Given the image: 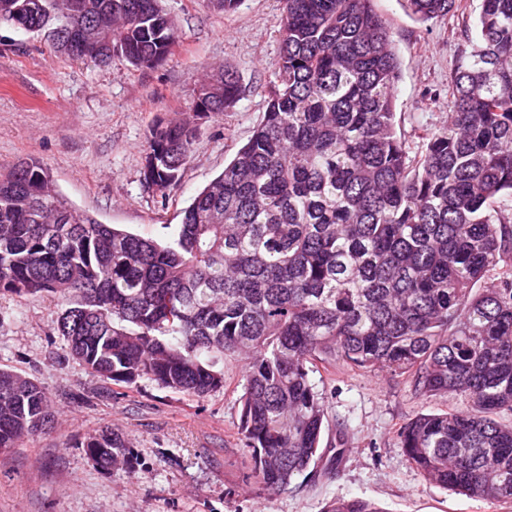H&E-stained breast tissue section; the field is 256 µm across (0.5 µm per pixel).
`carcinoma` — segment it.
Returning a JSON list of instances; mask_svg holds the SVG:
<instances>
[{
  "mask_svg": "<svg viewBox=\"0 0 512 512\" xmlns=\"http://www.w3.org/2000/svg\"><path fill=\"white\" fill-rule=\"evenodd\" d=\"M373 0H284L266 112L163 240L68 203L49 170L0 175V294L62 304L67 355L105 383L148 378L204 398L216 359L245 361L238 432L271 492L317 473L327 410L317 363L407 376L464 412L421 413L397 431L425 478L512 501V0H481L450 84L445 125L415 153L397 130L400 62ZM419 21L463 0H404ZM0 20L42 32L75 60L152 68L178 45L159 0H0ZM221 69L194 91L198 119L239 96ZM198 127L150 131L143 181L180 178ZM35 380L0 368V450L50 425ZM102 469L127 456L107 428L83 444ZM325 512H383L354 498Z\"/></svg>",
  "mask_w": 512,
  "mask_h": 512,
  "instance_id": "cac0c4a2",
  "label": "carcinoma"
}]
</instances>
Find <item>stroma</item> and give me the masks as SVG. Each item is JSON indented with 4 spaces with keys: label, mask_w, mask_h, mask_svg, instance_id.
Returning a JSON list of instances; mask_svg holds the SVG:
<instances>
[{
    "label": "stroma",
    "mask_w": 512,
    "mask_h": 512,
    "mask_svg": "<svg viewBox=\"0 0 512 512\" xmlns=\"http://www.w3.org/2000/svg\"><path fill=\"white\" fill-rule=\"evenodd\" d=\"M464 13L422 23L402 0H374L400 60L396 120L411 148L423 130L446 123L448 81L465 29ZM180 43L154 68L117 58L74 61L41 36L0 23V174L19 160L50 170L75 208L104 224L163 238L191 198L219 175L262 121L280 52L284 0H240L231 11L211 0H160ZM234 70L241 94L226 112L200 120L180 179L159 193L143 183L149 129L191 120L194 91L210 70ZM51 298L0 295V366L25 374L51 395L47 432L0 451V512H324L362 498L382 512H512V503L456 494L425 479L407 460L396 431L419 413L454 409L457 396L427 398L410 378L342 362L313 373L327 407L320 451L330 474L297 477L270 493L256 484L237 433L244 377L225 357L224 386L200 399L149 379L123 389L65 356ZM121 435L130 461L101 469L83 441L103 428Z\"/></svg>",
    "instance_id": "stroma-1"
}]
</instances>
